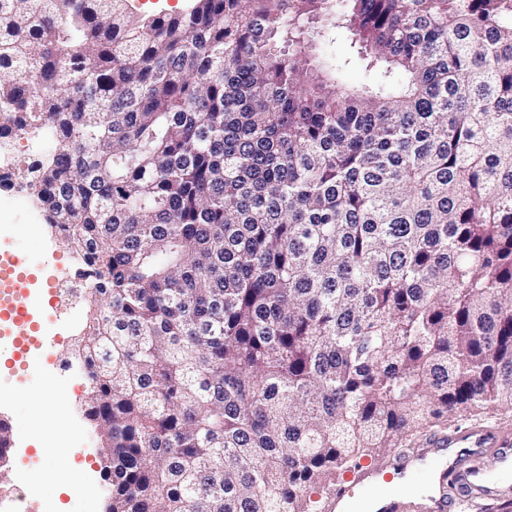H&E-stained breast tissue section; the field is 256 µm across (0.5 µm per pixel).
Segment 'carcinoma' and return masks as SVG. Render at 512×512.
I'll return each instance as SVG.
<instances>
[{
    "instance_id": "obj_1",
    "label": "carcinoma",
    "mask_w": 512,
    "mask_h": 512,
    "mask_svg": "<svg viewBox=\"0 0 512 512\" xmlns=\"http://www.w3.org/2000/svg\"><path fill=\"white\" fill-rule=\"evenodd\" d=\"M21 135L89 274L106 512H311L512 409V0H0ZM319 54L325 58L336 57L338 59L353 57V62L344 71L342 79L351 86H357L365 82L366 74L363 67L355 57V51L350 47V41L344 37H340L333 42H321L319 47Z\"/></svg>"
}]
</instances>
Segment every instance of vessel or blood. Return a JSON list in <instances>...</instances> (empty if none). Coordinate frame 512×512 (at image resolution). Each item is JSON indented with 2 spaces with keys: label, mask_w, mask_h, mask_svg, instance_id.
Returning <instances> with one entry per match:
<instances>
[{
  "label": "vessel or blood",
  "mask_w": 512,
  "mask_h": 512,
  "mask_svg": "<svg viewBox=\"0 0 512 512\" xmlns=\"http://www.w3.org/2000/svg\"><path fill=\"white\" fill-rule=\"evenodd\" d=\"M27 265L18 256L0 254V284L24 288ZM0 322L9 325L16 349L44 343L34 331L28 303L16 299L0 308ZM512 470V432L491 425L469 424L447 435L421 437L414 447L398 450L385 461H365L344 472L335 488L322 501V512H349L355 494L368 492L373 512H457L474 498L512 503V481L502 477ZM422 479L419 494L404 498L401 485L410 477Z\"/></svg>",
  "instance_id": "obj_1"
}]
</instances>
